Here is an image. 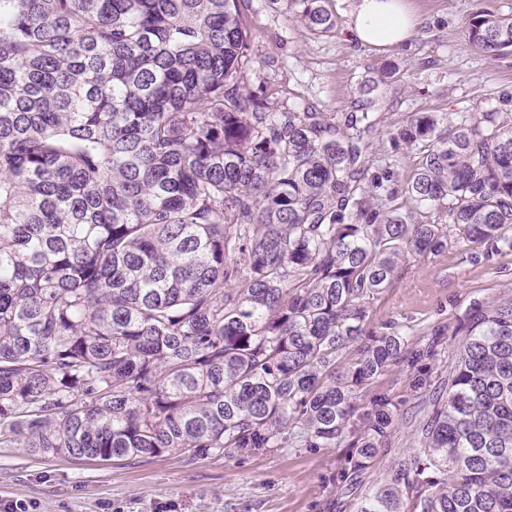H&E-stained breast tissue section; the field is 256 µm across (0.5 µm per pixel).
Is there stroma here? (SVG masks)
<instances>
[{"label": "stroma", "mask_w": 512, "mask_h": 512, "mask_svg": "<svg viewBox=\"0 0 512 512\" xmlns=\"http://www.w3.org/2000/svg\"><path fill=\"white\" fill-rule=\"evenodd\" d=\"M353 0H326L336 18L323 36L310 32L281 0H242L240 11L258 64L253 87L272 109L333 113L362 109L364 81L386 62L396 74L380 106L376 156H395L394 186L402 188L419 157L393 149L390 134L417 112H511L512 56L497 61L469 43L465 21L480 11L512 14V0H414L425 22L410 44L388 51L350 46L346 22ZM512 295V252L483 248L450 236L436 255H410L392 285L368 302L370 329L393 320L412 329V349H426L444 329L434 357L401 359L362 392L352 427L363 424L372 396L396 405L395 419L359 488L342 492L334 477L343 466L338 448L215 454L191 460L172 453L153 459L78 461L0 447V504L21 501L29 512H356L364 491L389 478L407 450L433 392L459 343L454 332L471 304Z\"/></svg>", "instance_id": "obj_1"}]
</instances>
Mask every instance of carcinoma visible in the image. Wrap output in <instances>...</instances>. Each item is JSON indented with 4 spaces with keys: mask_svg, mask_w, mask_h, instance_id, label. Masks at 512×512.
Masks as SVG:
<instances>
[{
    "mask_svg": "<svg viewBox=\"0 0 512 512\" xmlns=\"http://www.w3.org/2000/svg\"><path fill=\"white\" fill-rule=\"evenodd\" d=\"M331 32L324 0H293ZM240 0H0V446L110 461L345 448L392 423L358 394L409 349L366 327L407 255L512 250V113L418 112L405 204L377 112H272ZM512 54V15L466 22ZM393 73L369 80L367 105ZM418 447L357 512H512V296L476 303ZM355 352L347 364L342 354Z\"/></svg>",
    "mask_w": 512,
    "mask_h": 512,
    "instance_id": "cac0c4a2",
    "label": "carcinoma"
}]
</instances>
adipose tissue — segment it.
I'll list each match as a JSON object with an SVG mask.
<instances>
[{"label":"adipose tissue","instance_id":"obj_1","mask_svg":"<svg viewBox=\"0 0 512 512\" xmlns=\"http://www.w3.org/2000/svg\"><path fill=\"white\" fill-rule=\"evenodd\" d=\"M420 23L408 0H354L347 41L362 48H395L408 43Z\"/></svg>","mask_w":512,"mask_h":512}]
</instances>
